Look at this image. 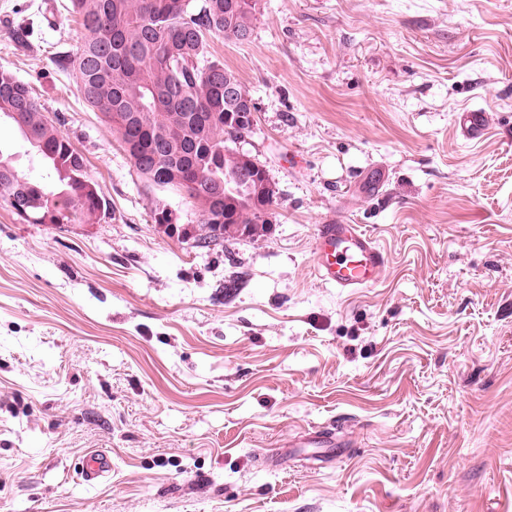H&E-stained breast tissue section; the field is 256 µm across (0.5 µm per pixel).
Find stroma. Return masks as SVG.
<instances>
[{
	"label": "stroma",
	"instance_id": "35a3bbf8",
	"mask_svg": "<svg viewBox=\"0 0 512 512\" xmlns=\"http://www.w3.org/2000/svg\"><path fill=\"white\" fill-rule=\"evenodd\" d=\"M60 2L0 0V69L109 213L0 201V512H512V0H260L248 42L211 37L277 198L264 236L207 248L156 224L55 71L81 36ZM330 220L387 254L357 293L313 275ZM93 451L114 469L89 485ZM457 124L461 135L469 142H481L488 134V123L485 112H462L458 116Z\"/></svg>",
	"mask_w": 512,
	"mask_h": 512
}]
</instances>
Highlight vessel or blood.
<instances>
[{
  "instance_id": "vessel-or-blood-1",
  "label": "vessel or blood",
  "mask_w": 512,
  "mask_h": 512,
  "mask_svg": "<svg viewBox=\"0 0 512 512\" xmlns=\"http://www.w3.org/2000/svg\"><path fill=\"white\" fill-rule=\"evenodd\" d=\"M457 124L461 135L470 142H481L488 133L487 117L479 111L461 113ZM315 254L313 271L317 278L349 293L370 286L387 261L376 239L361 225L334 220L318 225ZM111 470L109 456L92 453L83 459L80 475L84 482L92 484Z\"/></svg>"
}]
</instances>
